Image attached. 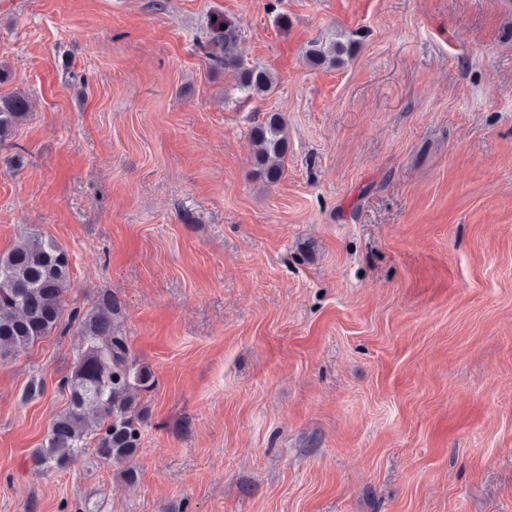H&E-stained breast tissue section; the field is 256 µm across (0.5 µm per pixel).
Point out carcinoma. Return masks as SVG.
Segmentation results:
<instances>
[{
	"mask_svg": "<svg viewBox=\"0 0 512 512\" xmlns=\"http://www.w3.org/2000/svg\"><path fill=\"white\" fill-rule=\"evenodd\" d=\"M226 28H221V25ZM243 34L230 17L208 28L211 61L232 79L239 98L259 99L275 86L274 72L262 65L248 66L237 53ZM356 43L337 34L308 43L304 52L311 68H340L355 53ZM33 117L32 103L22 93L0 95V142ZM257 177L275 183L283 174L288 154L286 122L278 112H267L249 131ZM72 288L71 263L64 247L39 233L23 231L16 243L0 252V362L50 335L64 315L65 296ZM120 304L101 291L92 307L74 317L84 350L61 382L67 407L51 422L41 447L32 454L38 467L65 470L89 447L97 458L119 467L118 474L133 483L137 471L131 461L140 448L149 410L141 393L154 388L152 370L135 368L126 337L115 319Z\"/></svg>",
	"mask_w": 512,
	"mask_h": 512,
	"instance_id": "carcinoma-1",
	"label": "carcinoma"
}]
</instances>
